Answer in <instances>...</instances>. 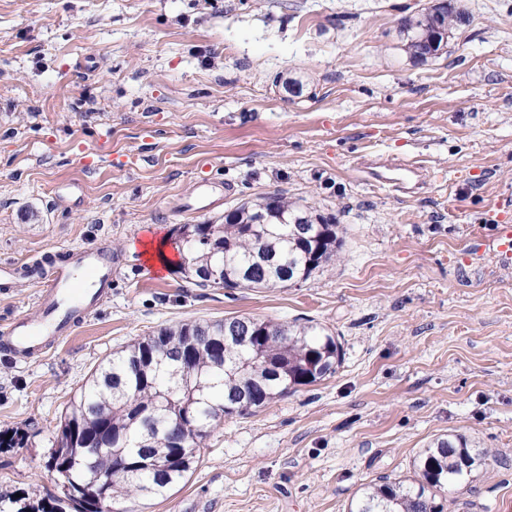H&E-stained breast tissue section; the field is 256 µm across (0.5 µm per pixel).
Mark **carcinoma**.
<instances>
[{
	"mask_svg": "<svg viewBox=\"0 0 512 512\" xmlns=\"http://www.w3.org/2000/svg\"><path fill=\"white\" fill-rule=\"evenodd\" d=\"M464 10L432 5L400 29L414 59L438 54ZM336 221L282 195L239 205L222 224L176 228L180 273L201 288H270L306 279L340 257ZM343 352L315 325L236 316L161 327L99 363L66 408L52 455L75 485L77 512L91 499L164 497L191 473L210 433L249 418L300 386L336 373ZM105 445L92 460L75 448ZM490 454L440 438L419 455L410 479L381 478L351 512H444L445 492L468 484ZM112 471V482L99 475Z\"/></svg>",
	"mask_w": 512,
	"mask_h": 512,
	"instance_id": "cac0c4a2",
	"label": "carcinoma"
}]
</instances>
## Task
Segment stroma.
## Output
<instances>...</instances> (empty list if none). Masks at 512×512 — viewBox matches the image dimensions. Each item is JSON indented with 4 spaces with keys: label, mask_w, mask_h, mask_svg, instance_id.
Segmentation results:
<instances>
[{
    "label": "stroma",
    "mask_w": 512,
    "mask_h": 512,
    "mask_svg": "<svg viewBox=\"0 0 512 512\" xmlns=\"http://www.w3.org/2000/svg\"><path fill=\"white\" fill-rule=\"evenodd\" d=\"M438 0H0V264L101 248L112 288L42 353L0 348V512L60 495L46 462L92 369L161 326L310 320L337 372L228 419L134 512H349L437 438L495 457L447 512H512V0H460L420 61L402 22ZM421 161L406 191L362 160ZM335 217L340 260L274 288H200L147 262L175 229L260 196ZM0 280V330L40 312Z\"/></svg>",
    "instance_id": "1"
}]
</instances>
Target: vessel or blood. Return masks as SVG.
Here are the masks:
<instances>
[{
    "instance_id": "vessel-or-blood-1",
    "label": "vessel or blood",
    "mask_w": 512,
    "mask_h": 512,
    "mask_svg": "<svg viewBox=\"0 0 512 512\" xmlns=\"http://www.w3.org/2000/svg\"><path fill=\"white\" fill-rule=\"evenodd\" d=\"M370 177L396 189L420 180L422 166L414 160L378 159L368 165ZM56 284L42 295V314L13 319L0 340L15 351L35 353L67 332L75 320L91 314L112 285V266L98 249L63 252L56 260Z\"/></svg>"
}]
</instances>
